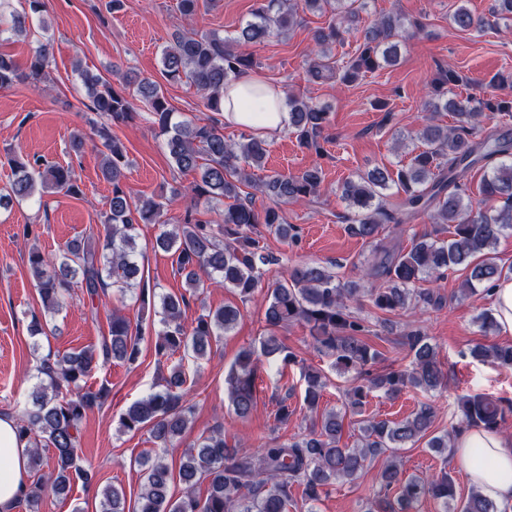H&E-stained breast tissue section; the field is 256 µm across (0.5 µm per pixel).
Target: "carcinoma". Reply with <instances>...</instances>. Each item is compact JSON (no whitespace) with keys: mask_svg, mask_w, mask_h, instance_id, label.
I'll return each instance as SVG.
<instances>
[{"mask_svg":"<svg viewBox=\"0 0 512 512\" xmlns=\"http://www.w3.org/2000/svg\"><path fill=\"white\" fill-rule=\"evenodd\" d=\"M17 10L10 0H0V12L8 17V31L17 37L32 32L33 18L45 11V0H25ZM366 8L365 0H257L253 18L239 28L236 36L226 40L214 32L186 30L178 33L163 51L162 75L171 82L186 79L203 95L211 112L208 122L199 123L176 117L162 86L150 79L126 76L134 86L135 97L150 112L154 125L164 138L171 163L181 172L198 175L193 192L208 201L231 199L218 224L212 225L189 213L184 223L162 231L153 248L177 255L178 271L184 276L190 295L204 287V280L232 289L246 301L264 284V276L280 259L266 250L257 226L286 239L294 226L286 223L279 203L316 196L323 182L322 168L315 165L293 176L274 173L255 184L249 172L261 168L267 154L266 140L242 135L228 143L220 131L224 83L232 77L250 72L256 66L252 55L237 50L239 46L257 45L272 36L286 34L297 24L298 12L321 15L331 13L327 28L314 35L317 54L327 53ZM452 24L461 31L480 30L483 19L460 5L451 15ZM402 25L390 14L355 29L357 47L353 56L340 62L312 60L308 74L316 81L337 79L352 84L360 76L395 64L400 55L398 37ZM53 61V45L39 41L25 67L0 51V89L40 81ZM82 81L89 108L106 116L113 124L134 120L132 101L102 76L75 65ZM461 81L455 72L439 73L429 88L425 108L429 112L454 114L455 125L443 128L426 122L417 134L421 146L414 149L408 162L394 169L375 167L341 188L342 199L350 212L338 216L347 231L375 244L374 256L366 276L377 281L367 288L356 282L341 283L329 268L298 264L267 284L266 325L271 329L293 321L310 327L313 347L336 357L339 372H349L375 360L379 353L365 340L367 329L347 311V303L366 298L382 312L398 314L410 304L440 308L443 297L422 283L439 278L450 270L468 271L461 284L464 294L481 287L490 292L502 278L512 276V267L497 263L495 247L502 236L512 231V138L495 130H480L479 118L487 113H512V72L494 74L489 84L493 92L484 96L451 94V87ZM291 111L289 129L299 145L318 156L323 155L322 140L328 123L327 107L288 97ZM102 156V176L112 185L109 209L103 215L105 236L101 250L77 240L58 253L48 255L34 247L28 264L37 282L44 312L56 315L78 290L89 301L114 288L120 297L136 295L146 302L144 265L139 261L137 239L139 225L163 223V204L153 197L131 198L125 183L129 165L123 143L112 136L110 128H97ZM12 180L8 193H0V208L13 201L43 198L46 193L80 194L72 171L48 165L35 157L19 153L9 160ZM484 172L480 193L485 207H473L463 179L474 168ZM398 187L404 196L390 208L384 191ZM270 198L274 205L259 211L255 193ZM428 214L436 224L452 228L451 238L434 239L426 234L414 239L409 250L387 246L378 240L386 224H407L421 214ZM186 295L160 296L161 329L156 332L158 354L183 356L199 360L210 354L212 341L236 327L241 311L226 305L200 314L191 326L182 321ZM139 334L132 331L120 311H112L109 335L100 345L78 352L53 353L42 359L39 381L28 395V403L17 419L18 439L26 442L29 469L44 467L39 451L41 443L54 448L48 473L29 487L21 502L27 512H39L43 493L65 496L75 483L90 485L94 471L81 464L78 435L87 412L99 406L104 392L87 386L92 372L114 361L133 364L137 361ZM404 343L414 353L408 372H388L369 379V385H354L346 396L353 408L365 404L370 390L384 388L394 395L405 388L436 391L446 385L437 348L419 329L404 336ZM472 353L502 366L512 367V346H477ZM283 356L293 361V354L277 336L264 337L260 349L241 350L228 374L230 402L235 415L249 417L256 405L257 373L260 357ZM304 402L317 410L326 382L318 371L305 375ZM182 366L172 369L162 389L134 402L121 417L124 431H147L159 449L173 445L187 431L194 405ZM461 422L469 428L499 431L501 423L512 413V403L504 404L482 394L459 398ZM435 410L423 403L409 417L398 421L368 418L360 426L361 441L354 447L339 446L343 416L331 409L318 417L313 428L298 440L266 442L255 453L233 448L224 441L221 426L201 436L186 449L178 474H173L161 456H146L141 461L143 481L134 505H126L123 490L106 486L100 492L101 512H290L302 507L316 512V504L339 480L353 481L361 476L366 462L386 452L395 456L409 443L427 439L428 447L445 455L453 453L450 433L430 435ZM179 481L183 496L172 500L171 483ZM207 485V495L196 493L200 484ZM376 498L366 512H411L420 501L431 498L450 512H508L474 489L461 503L454 501L450 476H405L399 464H385L379 477ZM301 490L300 499L293 489Z\"/></svg>","mask_w":512,"mask_h":512,"instance_id":"1","label":"carcinoma"}]
</instances>
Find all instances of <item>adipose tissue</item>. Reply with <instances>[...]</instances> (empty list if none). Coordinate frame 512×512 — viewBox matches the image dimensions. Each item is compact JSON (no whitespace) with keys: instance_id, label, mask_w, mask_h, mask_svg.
<instances>
[{"instance_id":"ef3b65f1","label":"adipose tissue","mask_w":512,"mask_h":512,"mask_svg":"<svg viewBox=\"0 0 512 512\" xmlns=\"http://www.w3.org/2000/svg\"><path fill=\"white\" fill-rule=\"evenodd\" d=\"M225 121L267 135L288 130L291 118L284 92L251 73L224 86ZM457 458L471 484L501 505H512V437L468 430L455 438ZM28 489V455L12 418L0 417V512H12Z\"/></svg>"}]
</instances>
